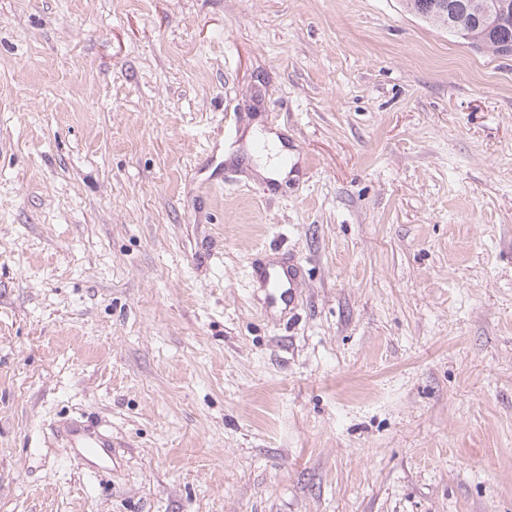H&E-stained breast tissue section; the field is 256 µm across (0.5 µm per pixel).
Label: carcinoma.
Returning a JSON list of instances; mask_svg holds the SVG:
<instances>
[{
	"instance_id": "carcinoma-1",
	"label": "carcinoma",
	"mask_w": 512,
	"mask_h": 512,
	"mask_svg": "<svg viewBox=\"0 0 512 512\" xmlns=\"http://www.w3.org/2000/svg\"><path fill=\"white\" fill-rule=\"evenodd\" d=\"M494 6L502 5L501 13L490 22L477 23L471 15L458 13L456 20L448 21V9L438 0H403L404 9L431 26L448 32L466 44L478 42L495 51L501 45L512 47V0H483Z\"/></svg>"
}]
</instances>
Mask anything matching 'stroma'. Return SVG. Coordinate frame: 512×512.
Listing matches in <instances>:
<instances>
[{"label": "stroma", "instance_id": "1", "mask_svg": "<svg viewBox=\"0 0 512 512\" xmlns=\"http://www.w3.org/2000/svg\"><path fill=\"white\" fill-rule=\"evenodd\" d=\"M0 512H512V58L400 0H0ZM298 267L297 263H293L288 266V269H282V271L274 269L259 273L268 292L267 300L269 305L276 308L284 306L283 309H286L294 303L296 297L295 280ZM62 436L64 448L78 453L92 463L105 456L112 458V442L91 432L89 426H69L63 430Z\"/></svg>", "mask_w": 512, "mask_h": 512}]
</instances>
